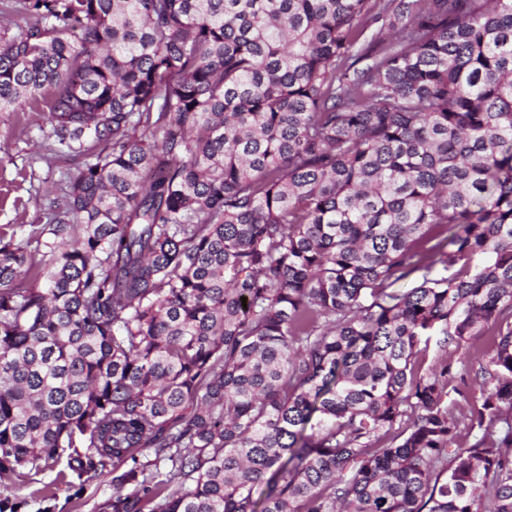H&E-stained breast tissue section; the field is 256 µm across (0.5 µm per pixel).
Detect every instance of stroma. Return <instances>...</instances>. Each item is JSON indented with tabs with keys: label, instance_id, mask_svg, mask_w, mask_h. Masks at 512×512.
<instances>
[{
	"label": "stroma",
	"instance_id": "stroma-1",
	"mask_svg": "<svg viewBox=\"0 0 512 512\" xmlns=\"http://www.w3.org/2000/svg\"><path fill=\"white\" fill-rule=\"evenodd\" d=\"M41 113H0V227L27 235L48 223L52 201L82 161L50 154ZM113 492L111 468L78 472L51 463L23 477L0 474V504L8 512H102Z\"/></svg>",
	"mask_w": 512,
	"mask_h": 512
}]
</instances>
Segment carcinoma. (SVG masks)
Returning a JSON list of instances; mask_svg holds the SVG:
<instances>
[{
    "mask_svg": "<svg viewBox=\"0 0 512 512\" xmlns=\"http://www.w3.org/2000/svg\"><path fill=\"white\" fill-rule=\"evenodd\" d=\"M10 9L0 112L84 164L0 231V472L83 448L110 512H512V0ZM488 336H472L467 345L469 355V371L471 377L480 372L481 366H485L487 360Z\"/></svg>",
    "mask_w": 512,
    "mask_h": 512,
    "instance_id": "1",
    "label": "carcinoma"
}]
</instances>
